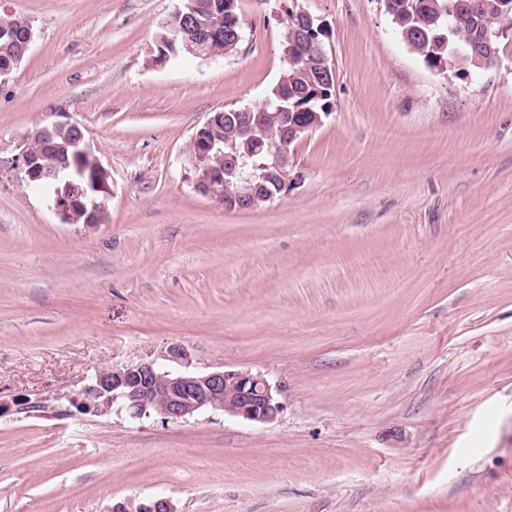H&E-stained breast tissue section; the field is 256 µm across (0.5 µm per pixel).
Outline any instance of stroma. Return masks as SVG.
<instances>
[{
    "instance_id": "obj_1",
    "label": "stroma",
    "mask_w": 512,
    "mask_h": 512,
    "mask_svg": "<svg viewBox=\"0 0 512 512\" xmlns=\"http://www.w3.org/2000/svg\"><path fill=\"white\" fill-rule=\"evenodd\" d=\"M179 4L0 0L35 31L0 84V512H512V61L428 67L380 0H239L232 54L157 63ZM298 7L332 113L288 191L225 209L190 140L264 104ZM57 112L111 173L108 223H62L14 166ZM174 346L263 374L281 413L76 408L86 376Z\"/></svg>"
}]
</instances>
